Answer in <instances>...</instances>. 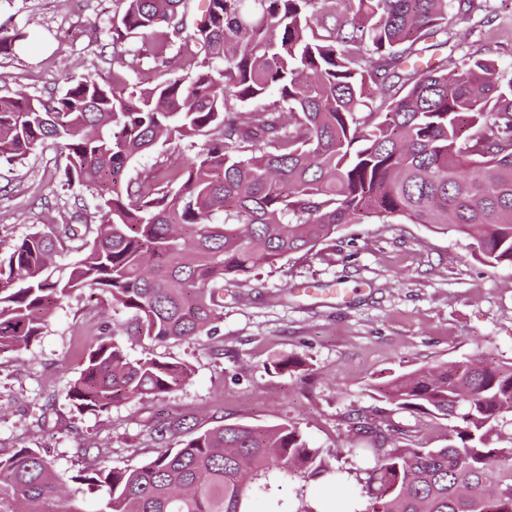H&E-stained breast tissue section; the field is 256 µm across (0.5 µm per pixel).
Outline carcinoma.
<instances>
[{"label":"carcinoma","mask_w":512,"mask_h":512,"mask_svg":"<svg viewBox=\"0 0 512 512\" xmlns=\"http://www.w3.org/2000/svg\"><path fill=\"white\" fill-rule=\"evenodd\" d=\"M112 85L92 79L46 98L0 96V157L22 161L63 144L64 184L91 189L98 222L37 229L0 256V353L28 348L74 291L107 296L156 342L213 336L224 287L309 252L344 224L402 216L471 241L489 264L512 263V78L448 45V14L474 0H115ZM165 23L159 28L157 24ZM136 59L191 70L128 90ZM261 100L263 104L250 106ZM185 164L127 170L159 142ZM77 246L68 273L57 257ZM107 328L90 337L68 400L100 413L172 392L191 366L128 359ZM400 410L446 423L445 444L395 445L407 434L364 411L351 431L374 460L364 485L309 446L294 424H221L139 466L103 462L82 477L106 498L96 512H316L295 507L296 478H334L363 512H512V362L442 363L384 383ZM67 480L39 448L0 456V512H72Z\"/></svg>","instance_id":"obj_1"}]
</instances>
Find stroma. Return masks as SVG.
I'll return each instance as SVG.
<instances>
[{"label": "stroma", "mask_w": 512, "mask_h": 512, "mask_svg": "<svg viewBox=\"0 0 512 512\" xmlns=\"http://www.w3.org/2000/svg\"><path fill=\"white\" fill-rule=\"evenodd\" d=\"M114 11V0H0V27L25 35L0 55V95L21 89L45 98L85 77L111 83ZM448 46L457 59L481 51L512 78V0H486L473 23L450 22ZM63 166L50 141L24 163L0 159V255L31 231L74 223L76 209L97 221L95 196L63 187ZM114 319L105 297L82 289L54 310L27 350L0 354V455L41 448L70 478L77 512L97 508V494L77 480L93 457L117 468L138 465L218 424H296L356 485L372 460L348 426L354 413L391 419L431 447L443 435L435 422L394 412L370 389L372 379L474 357L512 361V264L489 265L467 239L402 217L343 225L311 252L225 289L218 335L158 343L116 332L129 359L185 362L191 378L162 397L74 413L67 393L87 340ZM288 356L301 358L304 370L272 369ZM169 422L176 431L158 438L156 426ZM329 485L324 477L294 483L303 503L349 512L347 494L324 495Z\"/></svg>", "instance_id": "obj_1"}]
</instances>
